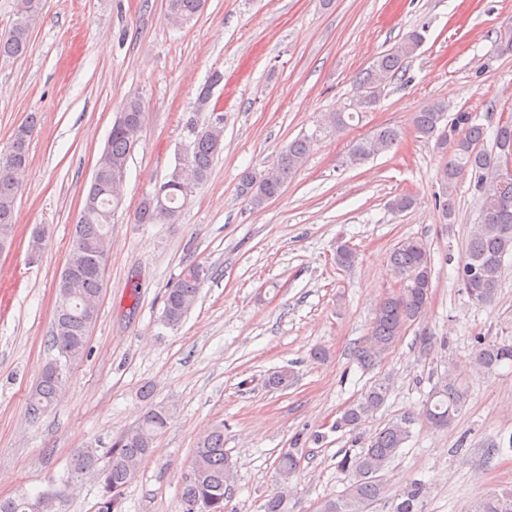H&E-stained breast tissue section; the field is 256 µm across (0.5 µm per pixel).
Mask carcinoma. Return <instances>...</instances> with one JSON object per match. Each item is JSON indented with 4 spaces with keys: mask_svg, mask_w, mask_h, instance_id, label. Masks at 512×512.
Here are the masks:
<instances>
[{
    "mask_svg": "<svg viewBox=\"0 0 512 512\" xmlns=\"http://www.w3.org/2000/svg\"><path fill=\"white\" fill-rule=\"evenodd\" d=\"M42 0H27V8L16 13L11 29L0 35V56L20 58L27 53L29 33L41 14ZM204 7V0H167L165 20L172 26L189 24ZM425 42L424 30L415 29L401 38L387 53L379 56L356 77L361 94L350 112H333L327 116L326 128L341 132L350 122L373 107L386 88L402 71ZM213 78H208L194 101V109L204 112L212 104ZM448 105L435 101L413 116L415 132L439 147L452 146L448 163L439 172L443 184L438 208L445 220L455 212L453 189L459 178L470 176V183L480 201L479 223L474 225L466 245L463 266L476 271V282L465 293L477 302L491 299L500 288L505 255L512 254V179H503L498 171V147H512V122L506 126L486 127L476 123L471 113L458 111L454 117L455 138L448 140L440 117ZM125 121L113 122L108 141L97 160L96 185L89 188L84 200V214L75 225L68 253L70 276L57 285L61 314L50 331L51 350L56 355L42 368L38 384L29 397V414L45 413L58 401L70 366L88 353L89 332L98 317V297L103 285V270L109 256L112 220L123 203L124 176L127 162L139 143L145 108L136 96L121 105ZM28 134L11 141L8 152L0 156V246H9L14 236V213L21 177L29 166V148L34 136L33 118L25 121ZM188 131H196L191 151L181 163L179 176L167 181L162 199L153 194L144 197L135 214L138 224L172 223L199 185L206 182L215 155L224 138V123L200 128L190 123ZM395 126H381L357 140L350 149L348 162L361 165L391 150L402 138ZM314 145V138L301 136L280 152L276 163L267 171H246L237 185V194L254 209L263 208L275 197L303 166ZM336 265L350 267L356 254L341 243L336 247ZM430 254L423 240L405 238L390 254V261L400 277L402 287L383 297L372 318L370 332L357 350L358 359L366 365L382 361L399 339L404 327L416 321L426 309L429 298L422 289L431 288ZM209 271L200 265L185 269L177 281L167 288L161 321L164 326L178 328L195 305L201 285ZM474 363L489 375L503 364H512V343H489L474 352ZM390 391L387 378H380L360 398L349 404L336 419L339 429L357 430L386 402ZM468 385L459 373L450 370L433 388L424 404V417L434 428L450 426L467 401ZM172 416L171 407L150 403L138 425L117 437L109 450L108 462L99 466L96 448H80L70 463L71 478L85 475L97 477L101 496L97 512H121V496L125 486L147 458L154 443ZM411 434V419L386 424L374 433L366 448L351 456L344 455L339 468L346 472L344 491L322 502L317 512H369L383 494L380 473L394 459ZM303 449L291 448L278 460V475L287 482L300 468ZM234 464L224 452V425L212 427L197 442L190 474L181 487L183 512H225L233 481ZM425 485L416 482L396 498L392 512H418ZM0 512H58V495L43 491L35 496L19 495L0 499ZM474 512H512V490L490 493L480 499Z\"/></svg>",
    "mask_w": 512,
    "mask_h": 512,
    "instance_id": "carcinoma-1",
    "label": "carcinoma"
}]
</instances>
